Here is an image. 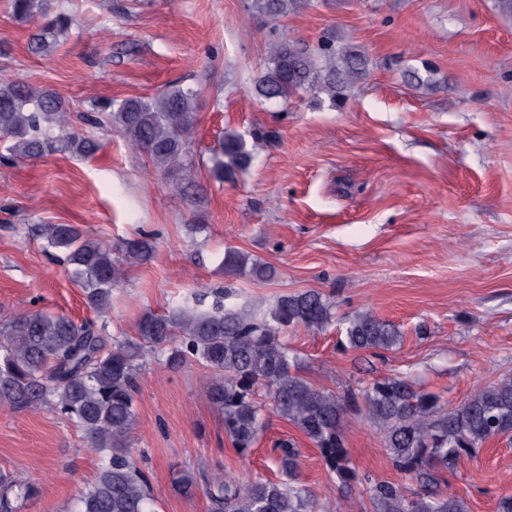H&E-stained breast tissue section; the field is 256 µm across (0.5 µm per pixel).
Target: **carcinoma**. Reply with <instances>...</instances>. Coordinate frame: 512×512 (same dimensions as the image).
<instances>
[{"label": "carcinoma", "mask_w": 512, "mask_h": 512, "mask_svg": "<svg viewBox=\"0 0 512 512\" xmlns=\"http://www.w3.org/2000/svg\"><path fill=\"white\" fill-rule=\"evenodd\" d=\"M310 0H250L242 24L276 20ZM12 15L41 20L31 37L38 54L52 52L70 30L71 15L58 0H10ZM368 60L356 46L325 41L311 47L284 24L267 51L255 81L267 101L305 94L331 103L349 98L364 77ZM199 91L170 86L152 98L113 99L103 117L122 134L131 154L145 155L144 173L165 175L178 190L191 171V143L198 123ZM76 116L50 89L32 86L0 69V147L6 159L32 160L56 153L86 158L98 142L74 128ZM260 139L248 144L224 132L210 172L218 182L250 167ZM30 232L44 252L66 264L85 302L101 313L128 265L154 258L153 234L141 232L117 243L96 238L74 224H36ZM224 274L265 281L274 269L238 250L224 251ZM194 292L167 313L144 314L133 336H112L107 325L75 321L62 314L24 309L0 319V407L49 408L82 433L99 457L94 480L80 490L71 512H154L149 477L132 451L130 431L137 418L138 378L149 360L174 369L187 363L209 377L205 396L224 416V434L236 453H252L268 410L292 424L317 449L328 488L362 485L373 512H468L467 503L439 490L438 474L453 471L463 457H475L491 439L512 435V376L497 378L461 405L425 389L411 374L384 376L344 394L313 386L300 374L301 361L285 340L298 327L322 330L335 319L334 304L307 290L254 305H206ZM396 324L372 311L345 320L338 346L344 351L391 350L401 346ZM366 419L379 431L388 458L406 482L370 480L350 462L347 434ZM278 476L245 482L231 470L200 488L192 471L174 479L175 490L191 499L202 492L209 512H343L341 500L318 497L300 479V453L294 443H278ZM37 494L34 482L0 473V512H18L16 503Z\"/></svg>", "instance_id": "obj_1"}]
</instances>
